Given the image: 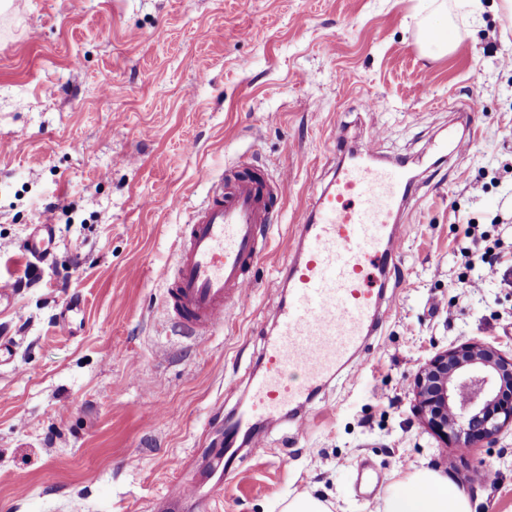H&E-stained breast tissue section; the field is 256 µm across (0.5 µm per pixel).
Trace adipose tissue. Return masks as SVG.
I'll return each instance as SVG.
<instances>
[{"label":"adipose tissue","instance_id":"ef3b65f1","mask_svg":"<svg viewBox=\"0 0 512 512\" xmlns=\"http://www.w3.org/2000/svg\"><path fill=\"white\" fill-rule=\"evenodd\" d=\"M377 512H473L469 495L451 486L447 477L422 467L396 483Z\"/></svg>","mask_w":512,"mask_h":512}]
</instances>
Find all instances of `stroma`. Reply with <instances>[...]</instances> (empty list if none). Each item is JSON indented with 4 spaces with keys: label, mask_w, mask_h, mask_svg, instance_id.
I'll list each match as a JSON object with an SVG mask.
<instances>
[{
    "label": "stroma",
    "mask_w": 512,
    "mask_h": 512,
    "mask_svg": "<svg viewBox=\"0 0 512 512\" xmlns=\"http://www.w3.org/2000/svg\"><path fill=\"white\" fill-rule=\"evenodd\" d=\"M481 0H0V276L31 280L0 313V512H282L302 491L332 512H376L383 485L436 469L474 512H512V428L461 451L417 414L411 380L436 353L478 340L512 354V274L465 286L466 222L512 250V20ZM464 35L420 48L428 22ZM478 95L471 148L463 105ZM378 100L367 111L363 100ZM406 160L391 307L357 373L310 403L315 421L264 424L258 450L207 475L212 429L249 400L300 215L350 151ZM449 144L445 158L427 151ZM291 177L245 303L189 336L166 311V276L202 171ZM55 227L51 264L30 266L35 225ZM85 304L74 334L57 317ZM189 460L192 499L167 468ZM496 480L484 477L486 468Z\"/></svg>",
    "instance_id": "obj_1"
}]
</instances>
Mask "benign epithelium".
Wrapping results in <instances>:
<instances>
[{"label":"benign epithelium","instance_id":"benign-epithelium-1","mask_svg":"<svg viewBox=\"0 0 512 512\" xmlns=\"http://www.w3.org/2000/svg\"><path fill=\"white\" fill-rule=\"evenodd\" d=\"M415 408L440 439L489 447L512 425V356L475 341L454 343L415 374Z\"/></svg>","mask_w":512,"mask_h":512}]
</instances>
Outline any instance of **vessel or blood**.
<instances>
[{
  "label": "vessel or blood",
  "instance_id": "1",
  "mask_svg": "<svg viewBox=\"0 0 512 512\" xmlns=\"http://www.w3.org/2000/svg\"><path fill=\"white\" fill-rule=\"evenodd\" d=\"M371 155L368 145L352 153L305 209L287 270L288 296L264 340L265 367L250 383L248 405L225 417L220 441L209 448L216 458H236L239 437L250 436L256 421L289 415L306 424L301 405L357 363L377 332L386 273L400 250L397 219L412 188L403 166L372 164ZM287 192L284 175L268 182L230 171L211 179L205 204L191 212L175 248L166 307L178 327L207 335L223 325L228 302L245 299L270 203ZM54 247L53 226L38 224L25 254L43 263Z\"/></svg>",
  "mask_w": 512,
  "mask_h": 512
}]
</instances>
